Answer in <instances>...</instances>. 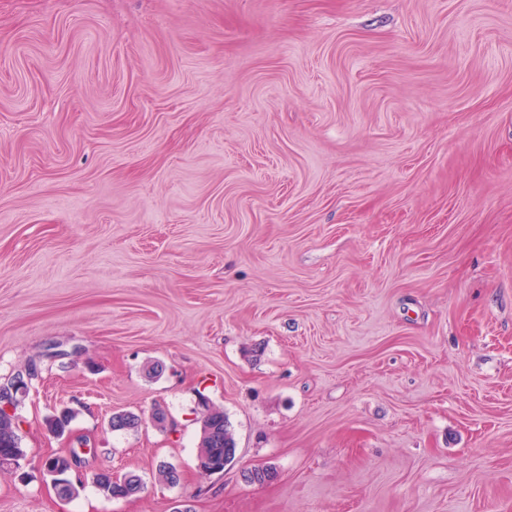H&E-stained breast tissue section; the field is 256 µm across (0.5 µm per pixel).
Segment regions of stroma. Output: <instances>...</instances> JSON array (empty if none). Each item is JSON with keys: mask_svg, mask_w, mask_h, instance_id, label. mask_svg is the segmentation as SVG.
<instances>
[{"mask_svg": "<svg viewBox=\"0 0 512 512\" xmlns=\"http://www.w3.org/2000/svg\"><path fill=\"white\" fill-rule=\"evenodd\" d=\"M34 360L0 512H512V0H0V382ZM235 454L236 441L223 408L206 406L201 416L197 457L206 456L210 464L224 468V462L234 460ZM125 477L124 485H117L114 487L110 486V484L99 483L101 487L106 488L105 491L99 488L100 492L107 498H119L118 496H133L144 489V485L139 476L135 474H126Z\"/></svg>", "mask_w": 512, "mask_h": 512, "instance_id": "stroma-1", "label": "stroma"}]
</instances>
